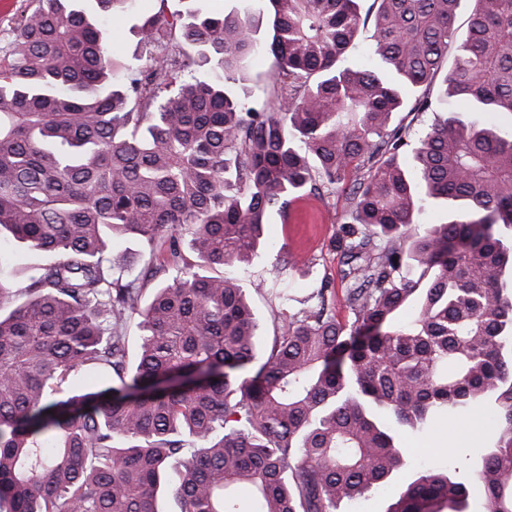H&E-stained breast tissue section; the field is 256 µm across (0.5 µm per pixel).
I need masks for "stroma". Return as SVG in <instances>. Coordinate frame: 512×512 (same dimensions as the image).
Masks as SVG:
<instances>
[{"mask_svg":"<svg viewBox=\"0 0 512 512\" xmlns=\"http://www.w3.org/2000/svg\"><path fill=\"white\" fill-rule=\"evenodd\" d=\"M139 10L134 14L107 15L105 29L111 48L121 59L130 60L141 52L137 27L141 18L158 11L160 5L169 10L183 8L182 0H138ZM343 200L332 196L320 199L306 196L296 200L287 215L269 213L264 225L266 245L249 265V275L243 285L250 291L251 305L261 320V341L271 343L280 332L279 323L269 317L274 300L269 293L254 292V283H273L275 268L288 261L297 266L286 270L288 286L296 299H304L322 286L342 291L343 258L336 249V234L343 222ZM490 425L481 423L479 415L462 420L444 419L422 435L405 431L404 446L407 458L388 484L370 491L364 497L346 501L342 512H386L397 489L406 486L424 469L444 471L465 467L472 449L481 445Z\"/></svg>","mask_w":512,"mask_h":512,"instance_id":"stroma-1","label":"stroma"}]
</instances>
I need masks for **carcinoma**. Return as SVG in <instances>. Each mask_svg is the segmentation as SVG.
<instances>
[{
    "instance_id": "carcinoma-1",
    "label": "carcinoma",
    "mask_w": 512,
    "mask_h": 512,
    "mask_svg": "<svg viewBox=\"0 0 512 512\" xmlns=\"http://www.w3.org/2000/svg\"><path fill=\"white\" fill-rule=\"evenodd\" d=\"M0 56V242L42 254L18 285L0 267V512H339L402 467L400 431L490 409L469 457L484 512H512V0H373L383 69L343 66L358 0H255L204 16L158 10L148 63L122 62L84 0H37ZM274 58L256 108L232 84ZM207 67L209 77L195 76ZM444 98L416 143L396 121ZM344 194L343 306L319 288L260 319L233 271L265 216ZM429 198L454 206L417 224ZM148 245L140 278L113 247ZM154 283L152 293L146 285ZM140 351L128 369L127 316ZM112 385L58 398L78 371ZM110 398H105V395ZM452 472H421L387 512H466Z\"/></svg>"
}]
</instances>
